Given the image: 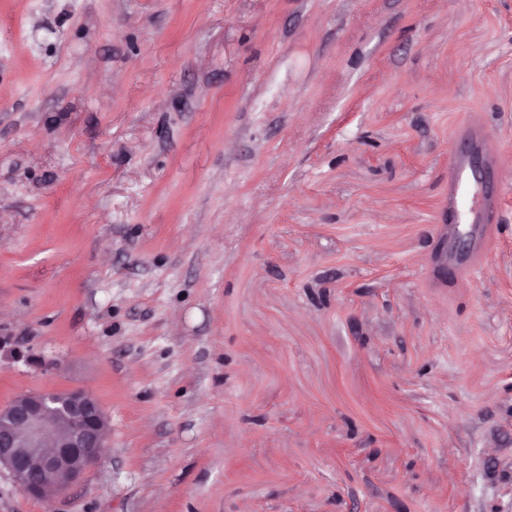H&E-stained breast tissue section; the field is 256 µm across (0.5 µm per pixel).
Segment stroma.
Segmentation results:
<instances>
[{"label":"stroma","instance_id":"obj_1","mask_svg":"<svg viewBox=\"0 0 512 512\" xmlns=\"http://www.w3.org/2000/svg\"><path fill=\"white\" fill-rule=\"evenodd\" d=\"M76 388L99 460L0 512H512V0H0V408ZM461 142L471 144L473 153L460 154L456 152L450 161L448 174V196L446 209L448 220L458 224L460 233L469 240L468 249L450 257L449 263L460 273L474 270L475 258L482 250L483 231L479 224H491V213L496 208L497 192L488 189L483 196L476 185V175L473 166V155L486 152V141L483 132L471 125L463 124L457 131ZM493 170L495 166L489 163Z\"/></svg>","mask_w":512,"mask_h":512}]
</instances>
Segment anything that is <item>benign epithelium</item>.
I'll return each mask as SVG.
<instances>
[{
    "label": "benign epithelium",
    "mask_w": 512,
    "mask_h": 512,
    "mask_svg": "<svg viewBox=\"0 0 512 512\" xmlns=\"http://www.w3.org/2000/svg\"><path fill=\"white\" fill-rule=\"evenodd\" d=\"M105 415L95 397L70 390L58 402L48 393H29L0 411V467L31 496L46 485L28 480L33 470L56 477L68 488L98 458L106 444Z\"/></svg>",
    "instance_id": "obj_1"
}]
</instances>
